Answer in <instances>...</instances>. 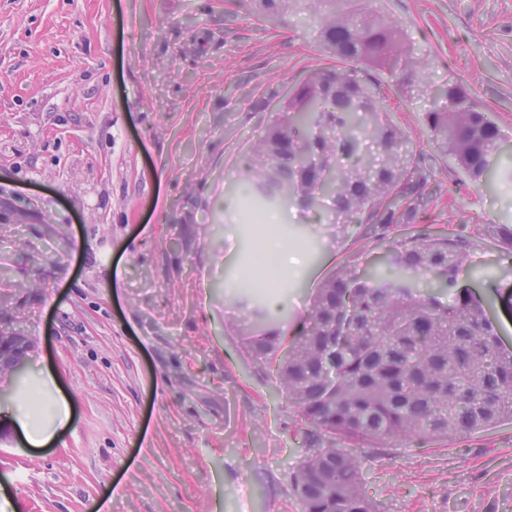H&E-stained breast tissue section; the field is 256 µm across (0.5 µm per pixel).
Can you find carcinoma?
I'll use <instances>...</instances> for the list:
<instances>
[{"mask_svg": "<svg viewBox=\"0 0 512 512\" xmlns=\"http://www.w3.org/2000/svg\"><path fill=\"white\" fill-rule=\"evenodd\" d=\"M304 2L317 17L320 51L350 69L320 68L280 99L252 151L251 195L263 205L332 202L345 224H373L386 240L409 214L442 192L423 188L433 173L409 162L408 137L376 100L372 73L405 90L427 82L429 62L405 25L361 0H239L262 19L281 20ZM456 107L427 105L422 121L438 149L475 181L497 167L491 140L501 130L467 89L443 86ZM376 142L369 162L363 144ZM386 271L344 264L318 288L300 333L258 313L251 343L275 366L281 390L316 442L290 477L302 512H379L360 462L343 443L368 448L428 444L512 423V353L500 349L480 300L459 285L466 241L451 230L423 231L387 245ZM432 279L448 299L414 286Z\"/></svg>", "mask_w": 512, "mask_h": 512, "instance_id": "1", "label": "carcinoma"}]
</instances>
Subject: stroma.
Returning a JSON list of instances; mask_svg holds the SVG:
<instances>
[{
	"label": "stroma",
	"instance_id": "obj_1",
	"mask_svg": "<svg viewBox=\"0 0 512 512\" xmlns=\"http://www.w3.org/2000/svg\"><path fill=\"white\" fill-rule=\"evenodd\" d=\"M437 84L468 88L500 127L499 168L470 181L429 140L420 100L378 75L413 161L455 186L431 210L470 243L462 280L512 351V0H383ZM299 8L259 20L231 0H0V317L70 397L50 447L0 440L9 512H301L289 476L312 430L248 341L231 300L249 147L284 88L335 66ZM313 265L289 324L343 261L383 241L328 207L288 208ZM381 512H512V424L420 446L352 448Z\"/></svg>",
	"mask_w": 512,
	"mask_h": 512
}]
</instances>
